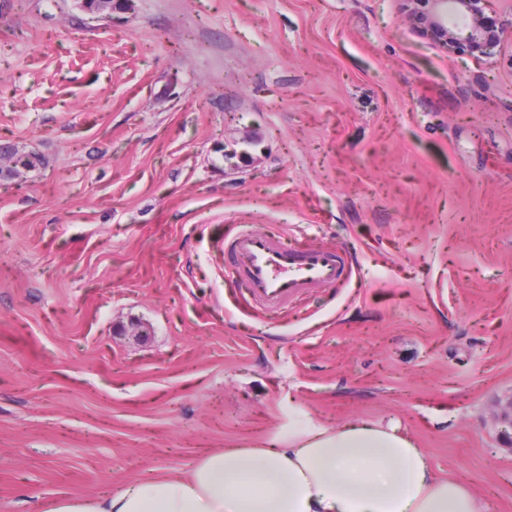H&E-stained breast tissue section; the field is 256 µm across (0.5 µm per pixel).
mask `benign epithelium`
Returning a JSON list of instances; mask_svg holds the SVG:
<instances>
[{"label": "benign epithelium", "instance_id": "1", "mask_svg": "<svg viewBox=\"0 0 512 512\" xmlns=\"http://www.w3.org/2000/svg\"><path fill=\"white\" fill-rule=\"evenodd\" d=\"M410 5L409 19L432 31L443 47L483 53L501 41L503 28L485 15L491 0H405ZM30 154L12 155L0 149V169L16 172L34 165Z\"/></svg>", "mask_w": 512, "mask_h": 512}]
</instances>
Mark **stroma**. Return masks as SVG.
Instances as JSON below:
<instances>
[{"instance_id":"stroma-1","label":"stroma","mask_w":512,"mask_h":512,"mask_svg":"<svg viewBox=\"0 0 512 512\" xmlns=\"http://www.w3.org/2000/svg\"><path fill=\"white\" fill-rule=\"evenodd\" d=\"M487 54L404 0H0V512L93 499L295 412L397 423L512 512V0ZM344 254L288 315L237 225Z\"/></svg>"}]
</instances>
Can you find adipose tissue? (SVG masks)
<instances>
[{
    "label": "adipose tissue",
    "mask_w": 512,
    "mask_h": 512,
    "mask_svg": "<svg viewBox=\"0 0 512 512\" xmlns=\"http://www.w3.org/2000/svg\"><path fill=\"white\" fill-rule=\"evenodd\" d=\"M48 512H485L455 478L436 475L399 425L324 427L289 414L259 448H227L187 473L94 500L57 498Z\"/></svg>",
    "instance_id": "obj_1"
}]
</instances>
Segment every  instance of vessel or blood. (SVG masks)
I'll return each instance as SVG.
<instances>
[{"label":"vessel or blood","mask_w":512,"mask_h":512,"mask_svg":"<svg viewBox=\"0 0 512 512\" xmlns=\"http://www.w3.org/2000/svg\"><path fill=\"white\" fill-rule=\"evenodd\" d=\"M226 251L227 274L243 276L252 303L268 314H281L310 289L335 286L346 273L345 260L335 252L249 225L238 226Z\"/></svg>","instance_id":"obj_1"}]
</instances>
